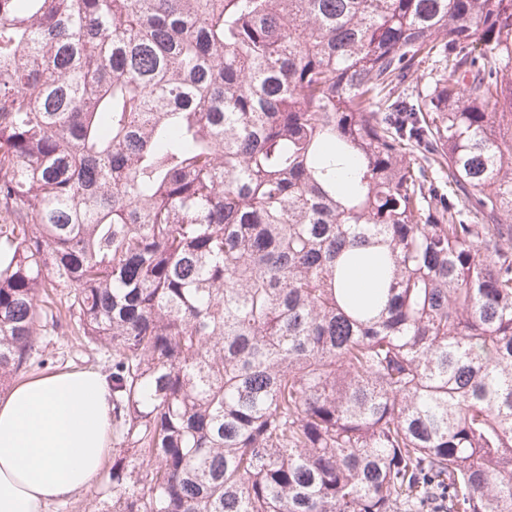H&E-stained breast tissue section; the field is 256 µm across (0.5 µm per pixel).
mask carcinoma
Listing matches in <instances>:
<instances>
[{"label": "carcinoma", "instance_id": "1", "mask_svg": "<svg viewBox=\"0 0 512 512\" xmlns=\"http://www.w3.org/2000/svg\"><path fill=\"white\" fill-rule=\"evenodd\" d=\"M67 332L93 512H512V0H0V391Z\"/></svg>", "mask_w": 512, "mask_h": 512}]
</instances>
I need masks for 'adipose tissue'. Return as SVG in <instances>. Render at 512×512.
<instances>
[{
  "label": "adipose tissue",
  "mask_w": 512,
  "mask_h": 512,
  "mask_svg": "<svg viewBox=\"0 0 512 512\" xmlns=\"http://www.w3.org/2000/svg\"><path fill=\"white\" fill-rule=\"evenodd\" d=\"M112 450V391L84 369L39 375L0 400V512H47L88 488Z\"/></svg>",
  "instance_id": "obj_1"
}]
</instances>
